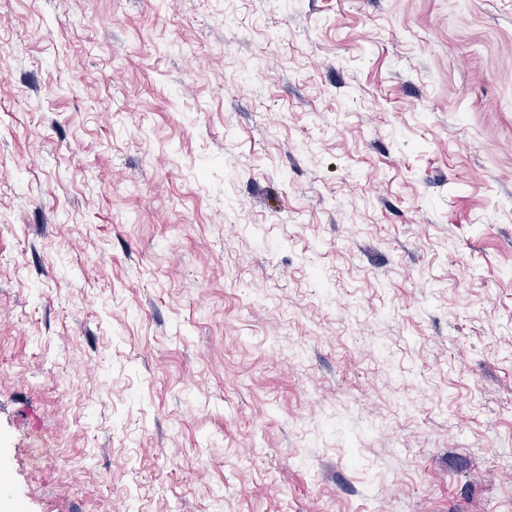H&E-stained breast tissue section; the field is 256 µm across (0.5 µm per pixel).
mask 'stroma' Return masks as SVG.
<instances>
[{
    "label": "stroma",
    "instance_id": "stroma-1",
    "mask_svg": "<svg viewBox=\"0 0 512 512\" xmlns=\"http://www.w3.org/2000/svg\"><path fill=\"white\" fill-rule=\"evenodd\" d=\"M0 512H512V0H0Z\"/></svg>",
    "mask_w": 512,
    "mask_h": 512
}]
</instances>
